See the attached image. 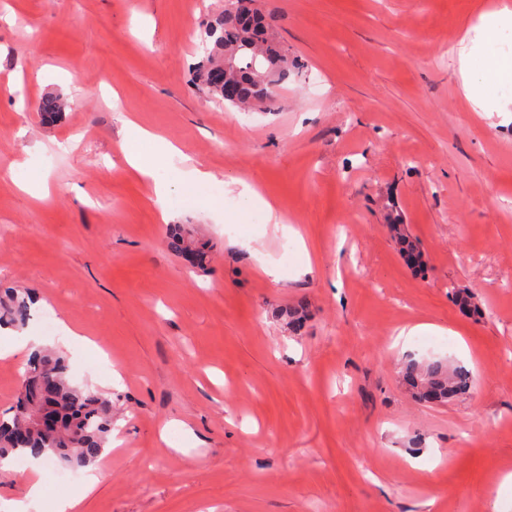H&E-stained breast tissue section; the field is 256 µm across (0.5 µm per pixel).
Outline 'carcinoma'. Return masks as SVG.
<instances>
[{
	"instance_id": "1",
	"label": "carcinoma",
	"mask_w": 512,
	"mask_h": 512,
	"mask_svg": "<svg viewBox=\"0 0 512 512\" xmlns=\"http://www.w3.org/2000/svg\"><path fill=\"white\" fill-rule=\"evenodd\" d=\"M255 0H231L209 26L213 48L195 70L194 80L215 102L247 108L259 102L272 109L278 104L268 84L288 79V47L275 36L272 18L254 8ZM169 249L203 265V246L185 224L170 229ZM22 328L30 319L29 296L8 291L0 296V317ZM63 358L55 352L36 353L29 360L11 416L0 417V459L7 456H58L75 465L95 461L112 430V401L68 382ZM406 377L420 400L445 404L470 392L471 373L462 366L440 361H411ZM45 406L54 409L59 425L52 432L34 428Z\"/></svg>"
}]
</instances>
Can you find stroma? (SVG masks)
<instances>
[{"label":"stroma","mask_w":512,"mask_h":512,"mask_svg":"<svg viewBox=\"0 0 512 512\" xmlns=\"http://www.w3.org/2000/svg\"><path fill=\"white\" fill-rule=\"evenodd\" d=\"M497 2L258 0L300 65L270 112L194 83L224 0H0V289L46 299L26 335L111 399L118 440L88 492L56 483L83 467L29 461V512H512V94L490 87L506 109L482 112L459 60ZM48 96L66 103L51 123ZM129 118L213 174L172 210L206 268L169 250ZM238 179L291 234L225 193ZM44 181L40 204L23 187ZM415 324L439 347L401 336ZM427 359L473 392L420 402L402 371ZM234 183L242 184V189L239 191L241 197H246L251 204H258L261 206L265 215V224H273L275 231L290 232L288 227V218L280 210L277 203L264 199L255 189L245 184L240 180Z\"/></svg>","instance_id":"obj_1"}]
</instances>
